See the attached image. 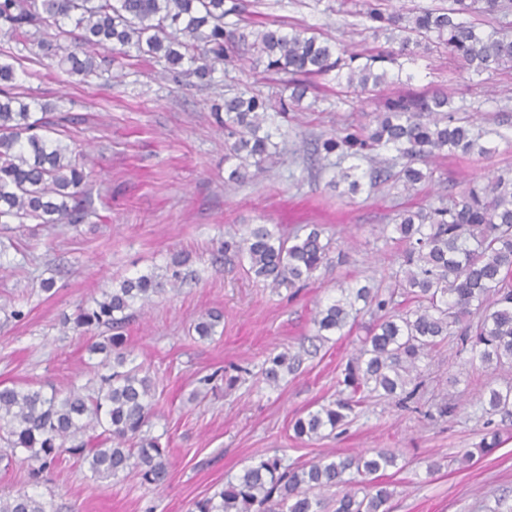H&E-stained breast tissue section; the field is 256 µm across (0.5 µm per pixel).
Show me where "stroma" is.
I'll return each mask as SVG.
<instances>
[{
    "label": "stroma",
    "mask_w": 512,
    "mask_h": 512,
    "mask_svg": "<svg viewBox=\"0 0 512 512\" xmlns=\"http://www.w3.org/2000/svg\"><path fill=\"white\" fill-rule=\"evenodd\" d=\"M245 2L258 19L279 22L284 31L307 28L355 51L386 41L365 29L362 0ZM0 59L13 64L24 101L47 105L49 136L81 143L88 154L94 207L75 227L0 230V306L9 300L24 310L15 320L0 309V387L64 394L98 379L99 358L86 346L101 340L105 328L66 332L63 319L113 282L165 274L176 254L188 259L179 292L154 296L123 330L155 383L148 430L168 450L167 485L95 479L66 454L35 482L34 461L0 462V495L23 488L59 512H192L227 478L274 454L289 466L322 454L399 448L404 466L383 476L393 493L391 512H493L498 502H512V423L483 409L489 390L503 388L504 374L460 351L456 337L421 360L415 410L375 398L325 438H299L292 428L297 417L335 399L371 323L358 316L346 335L324 340L314 314L342 289L392 285L401 264L397 214L439 206L512 170V70L468 72L441 49L402 56L399 83L376 92L358 94L333 77L318 79L300 105L271 117L286 133L281 154L257 176L232 183L224 129L211 107L247 88L278 101L285 93L278 76H250V62L240 61L216 72L211 86L186 85L170 80L163 64L101 49L95 60L103 77L86 84L52 64L37 42L21 45L1 32ZM404 89L446 92L450 109L484 131L486 153L432 160V181L408 191L397 179L406 157L381 148L387 180L370 194L342 193L332 184L336 172L352 165L368 171L369 160L325 157L317 144L373 127L379 102ZM254 224L302 234L319 227L332 241V267L297 291L265 288L224 250L225 240ZM49 278L55 287L48 294L40 283ZM209 312L220 320L203 339L193 325ZM285 350L301 353L302 361L270 386L267 360ZM447 405L452 413L440 415ZM493 430L500 444L480 453ZM468 451L473 459L466 463Z\"/></svg>",
    "instance_id": "1"
}]
</instances>
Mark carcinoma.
Masks as SVG:
<instances>
[{
	"mask_svg": "<svg viewBox=\"0 0 512 512\" xmlns=\"http://www.w3.org/2000/svg\"><path fill=\"white\" fill-rule=\"evenodd\" d=\"M465 13L506 18L512 15V0H452L446 9L406 18L383 10L381 0H365L367 29L406 33L396 52H352L306 29H256L244 0H0V31L24 44L48 27L71 37L72 48L47 40L40 47L58 59V66L70 64L65 73L85 81L100 72L90 53L81 59L77 51L104 42L133 49L141 58L163 59L173 80L194 78L202 86L213 83L218 69L249 54L264 65V72L290 75L289 100L298 105L309 79L332 72L358 93L393 83L385 64L395 63L411 45L444 47L477 72L512 68V39L497 31H478L459 20ZM229 16L237 20L228 24ZM14 80L13 65L1 62L0 226L80 224L90 207L87 158L72 145L41 133L47 122L33 118L32 105L13 93ZM268 109L267 100L258 95L224 99V117L218 118L224 126V161L247 158L256 170L264 169L278 149L272 134L261 132ZM380 146L410 159L487 152L481 135L472 134L448 110L444 92L389 97L368 134L330 136L317 150L328 157ZM400 174L408 190L432 176L410 163ZM335 183L348 184L352 194L362 187L353 167L336 173ZM397 217L395 230L404 249L395 289L384 294L370 285L356 286L314 318L320 336L344 335L352 313L363 309L376 317V324L348 360L336 399L294 422L298 437L335 432L376 392L407 407L421 387L419 362L452 335L487 366L507 364L512 369V172L468 187L446 206L403 210ZM224 249L242 254L247 272L276 290L304 287L330 264L332 242L323 240L316 227L304 236H287L255 224L240 239L224 242ZM185 263L179 255L172 258L167 282L173 291L186 278L180 270ZM161 291L162 283L152 272L123 279L94 299V306L78 307L74 327L118 330L132 318L134 306L144 308ZM397 294L415 309L398 310ZM470 314L478 316L474 326L463 324ZM89 351L103 355L100 365L107 370L93 388L74 387L61 396L41 388L0 387V440L12 453L21 451L40 462L32 470L34 480L40 469L67 453L87 464L97 479L132 477L164 487L170 475L166 449L144 431L155 406L148 372L134 363L118 333L92 343ZM296 362L298 356L287 351L269 359L268 384L278 386L281 371L293 369ZM488 405L512 419V381L503 390H490ZM96 430L97 445L91 447L84 436ZM400 457L398 448H378L370 456L322 457L293 468L273 455L195 502L196 512H390L392 492L375 474L396 466ZM0 512H54V507L20 488L0 495Z\"/></svg>",
	"mask_w": 512,
	"mask_h": 512,
	"instance_id": "obj_1",
	"label": "carcinoma"
}]
</instances>
